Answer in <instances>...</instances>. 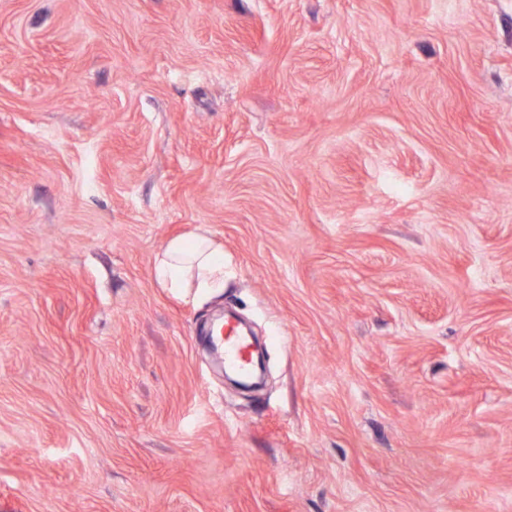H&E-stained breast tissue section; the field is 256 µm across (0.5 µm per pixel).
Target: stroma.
I'll use <instances>...</instances> for the list:
<instances>
[{"mask_svg":"<svg viewBox=\"0 0 512 512\" xmlns=\"http://www.w3.org/2000/svg\"><path fill=\"white\" fill-rule=\"evenodd\" d=\"M0 512H512V0H0ZM154 272L165 288L184 290L193 281L196 295L207 296L224 289V252L205 235L177 237L164 246ZM215 337L224 344V364L229 368L246 372L250 365L249 352L236 329L225 322V328L223 326Z\"/></svg>","mask_w":512,"mask_h":512,"instance_id":"1","label":"stroma"}]
</instances>
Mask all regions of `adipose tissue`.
<instances>
[{
    "mask_svg": "<svg viewBox=\"0 0 512 512\" xmlns=\"http://www.w3.org/2000/svg\"><path fill=\"white\" fill-rule=\"evenodd\" d=\"M155 277L164 287H195L207 296L224 288V252L210 237L194 234L169 240L155 263Z\"/></svg>",
    "mask_w": 512,
    "mask_h": 512,
    "instance_id": "ef3b65f1",
    "label": "adipose tissue"
}]
</instances>
